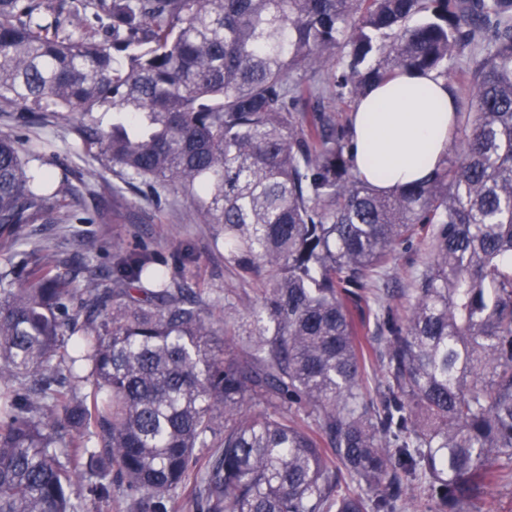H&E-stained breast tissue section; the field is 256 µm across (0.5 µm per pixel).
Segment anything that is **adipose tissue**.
<instances>
[{
	"label": "adipose tissue",
	"instance_id": "adipose-tissue-1",
	"mask_svg": "<svg viewBox=\"0 0 512 512\" xmlns=\"http://www.w3.org/2000/svg\"><path fill=\"white\" fill-rule=\"evenodd\" d=\"M455 108L445 81L431 74H402L375 88L352 114L364 180L389 194L426 176L446 154Z\"/></svg>",
	"mask_w": 512,
	"mask_h": 512
}]
</instances>
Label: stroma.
Masks as SVG:
<instances>
[{
	"label": "stroma",
	"instance_id": "35a3bbf8",
	"mask_svg": "<svg viewBox=\"0 0 512 512\" xmlns=\"http://www.w3.org/2000/svg\"><path fill=\"white\" fill-rule=\"evenodd\" d=\"M85 127V122L62 113L46 125L26 129L32 141L51 143L39 158L31 160V173H47L58 180L72 169H82L84 178L72 181L66 204L86 218L82 224L25 225L30 247H46L63 258L74 259L70 271L81 282L87 276L80 265L82 240L95 241L93 264L104 274L111 272L114 263L113 242L130 248L145 246L168 270L177 271L188 287L204 283L206 305L214 314H221L228 297L241 308L253 304L250 285L225 264L224 249L214 242V227L192 216L189 200L172 192L166 204L159 206L127 189L113 194V186L121 182L119 175L107 170L104 161L84 159L79 151Z\"/></svg>",
	"mask_w": 512,
	"mask_h": 512
}]
</instances>
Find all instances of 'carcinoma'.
<instances>
[{
    "label": "carcinoma",
    "instance_id": "1",
    "mask_svg": "<svg viewBox=\"0 0 512 512\" xmlns=\"http://www.w3.org/2000/svg\"><path fill=\"white\" fill-rule=\"evenodd\" d=\"M400 73L444 79L456 125L384 195L339 105ZM18 104L112 112L83 155L181 192L257 306L216 318L120 244L110 282L77 283L22 233L70 219L68 188L1 132L0 512H85L86 489L130 512H474L512 477V0H0ZM399 247L426 254L401 309L380 287Z\"/></svg>",
    "mask_w": 512,
    "mask_h": 512
}]
</instances>
